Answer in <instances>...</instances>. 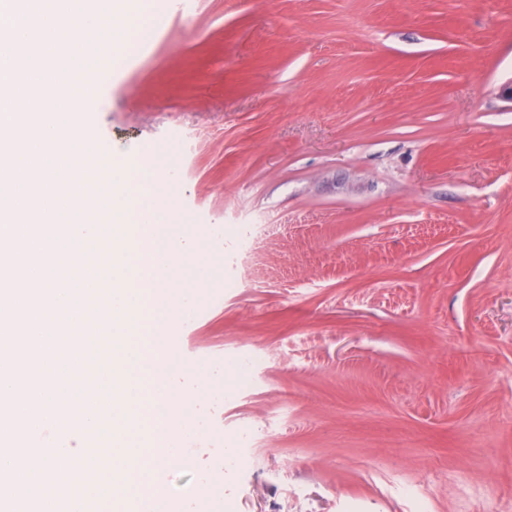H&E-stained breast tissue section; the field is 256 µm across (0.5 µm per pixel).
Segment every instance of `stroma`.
Listing matches in <instances>:
<instances>
[{
	"instance_id": "35a3bbf8",
	"label": "stroma",
	"mask_w": 512,
	"mask_h": 512,
	"mask_svg": "<svg viewBox=\"0 0 512 512\" xmlns=\"http://www.w3.org/2000/svg\"><path fill=\"white\" fill-rule=\"evenodd\" d=\"M134 16L84 132L223 230L156 331L175 387L230 393L186 408L156 512H512V0Z\"/></svg>"
}]
</instances>
